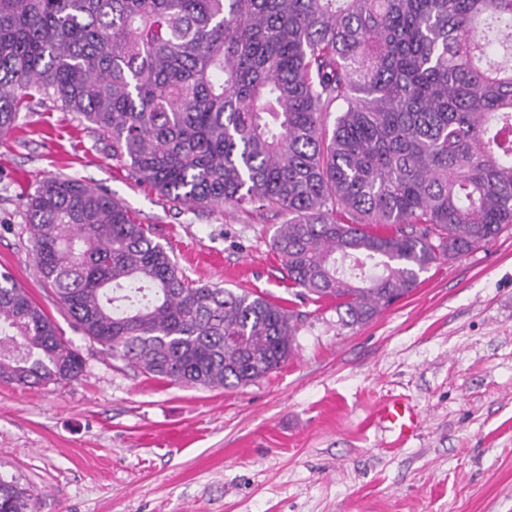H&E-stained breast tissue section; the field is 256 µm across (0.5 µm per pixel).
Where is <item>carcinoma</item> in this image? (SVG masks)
I'll return each mask as SVG.
<instances>
[{
    "label": "carcinoma",
    "instance_id": "carcinoma-1",
    "mask_svg": "<svg viewBox=\"0 0 512 512\" xmlns=\"http://www.w3.org/2000/svg\"><path fill=\"white\" fill-rule=\"evenodd\" d=\"M46 100L177 204L283 216L288 280L343 326L512 226V0H0V131ZM23 207L40 279L112 357L226 388L293 352V311L190 280L110 194L56 175ZM83 371L0 273V381Z\"/></svg>",
    "mask_w": 512,
    "mask_h": 512
}]
</instances>
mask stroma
Returning <instances> with one entry per match:
<instances>
[{
  "mask_svg": "<svg viewBox=\"0 0 512 512\" xmlns=\"http://www.w3.org/2000/svg\"><path fill=\"white\" fill-rule=\"evenodd\" d=\"M121 199L199 284L294 310L292 355L236 388L160 381L77 331L35 269L23 195L47 177ZM282 217L169 202L93 130L42 107L0 135V272L81 354L80 379L0 381V478L30 512H512V226L432 264L409 296L344 326L296 298ZM420 415L403 444L376 416Z\"/></svg>",
  "mask_w": 512,
  "mask_h": 512,
  "instance_id": "35a3bbf8",
  "label": "stroma"
}]
</instances>
